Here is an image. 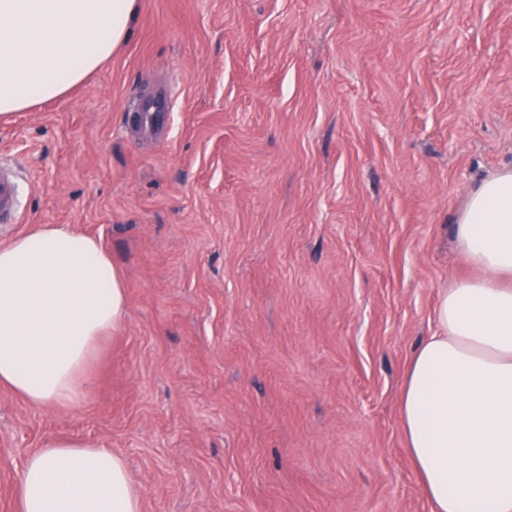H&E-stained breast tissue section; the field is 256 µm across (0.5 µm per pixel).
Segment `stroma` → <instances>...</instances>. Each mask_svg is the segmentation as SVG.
<instances>
[{
	"instance_id": "stroma-1",
	"label": "stroma",
	"mask_w": 512,
	"mask_h": 512,
	"mask_svg": "<svg viewBox=\"0 0 512 512\" xmlns=\"http://www.w3.org/2000/svg\"><path fill=\"white\" fill-rule=\"evenodd\" d=\"M163 90L157 140L130 105ZM5 160L0 245L94 237L126 320L80 405L0 388V512L51 437L122 454L142 512H430L399 400L512 168V0H141L100 73L0 118ZM22 187L13 174L0 169V222L2 224L22 223Z\"/></svg>"
}]
</instances>
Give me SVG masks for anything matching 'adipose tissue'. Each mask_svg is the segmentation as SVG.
Segmentation results:
<instances>
[{
	"mask_svg": "<svg viewBox=\"0 0 512 512\" xmlns=\"http://www.w3.org/2000/svg\"><path fill=\"white\" fill-rule=\"evenodd\" d=\"M139 0H0V116L66 96L132 38ZM455 236L477 277L444 289L415 349L400 420L431 512H512V170L482 179ZM124 279L93 238L37 225L0 247V385L39 408L79 405L101 336L122 330ZM16 512H142L124 457L45 440Z\"/></svg>",
	"mask_w": 512,
	"mask_h": 512,
	"instance_id": "adipose-tissue-1",
	"label": "adipose tissue"
}]
</instances>
